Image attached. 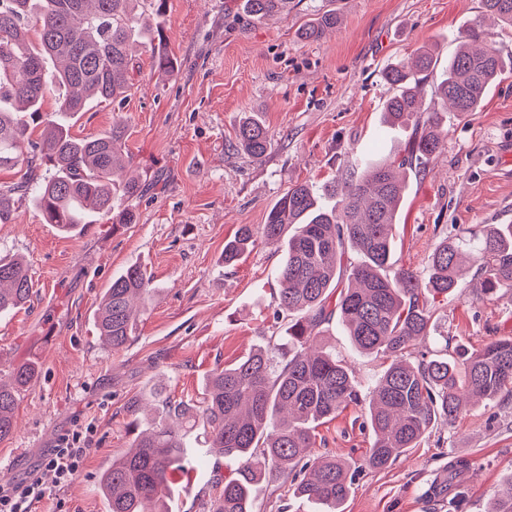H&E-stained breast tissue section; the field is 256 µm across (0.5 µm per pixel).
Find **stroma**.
Listing matches in <instances>:
<instances>
[{
  "label": "stroma",
  "mask_w": 512,
  "mask_h": 512,
  "mask_svg": "<svg viewBox=\"0 0 512 512\" xmlns=\"http://www.w3.org/2000/svg\"><path fill=\"white\" fill-rule=\"evenodd\" d=\"M233 4L167 0L164 35L177 74L155 72L149 53H137L139 72L122 109L126 146L154 188L137 205L135 223L64 235L25 199L16 222L0 224V255H22L35 282L25 308L0 318V369L28 360L40 366L18 399L14 434L0 441V486L35 469L52 484L44 454L72 432L89 449L82 471L34 512H106L101 471L130 447L132 424L146 430L163 420L154 410L134 411V401L157 387L175 403L197 400L207 375L285 330L276 299L283 244L257 243L228 267L225 242L240 225L265 224L289 187L331 181L352 155L404 152L410 129L381 124L393 93L384 67L438 45L423 107L439 110L440 74L460 33L482 15L481 0H294L288 15L258 22ZM330 8L342 15L340 30L300 41L298 29ZM247 116L271 139L258 160L237 144ZM468 224H512V71L478 110L449 118L441 152L407 175L393 228L396 266L426 273L442 238ZM134 263L151 275L154 292L134 338L115 351L96 336L94 314L113 275ZM478 286L464 275L438 304L427 349L442 350L449 337L476 349L489 337L512 336V292L482 299ZM324 341L362 388L385 370L381 358L355 352L338 326ZM371 442L354 407L316 429L313 454L336 455L349 468L344 512H487L512 474V403L472 407L382 470L365 462ZM459 457L469 463L459 483L431 496ZM230 471L213 458L192 479L173 474L171 512H209L212 483ZM254 503L256 512L309 509L280 481L260 482Z\"/></svg>",
  "instance_id": "35a3bbf8"
}]
</instances>
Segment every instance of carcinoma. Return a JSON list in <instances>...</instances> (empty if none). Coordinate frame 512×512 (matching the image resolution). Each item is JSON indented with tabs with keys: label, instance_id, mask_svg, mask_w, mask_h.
I'll return each mask as SVG.
<instances>
[{
	"label": "carcinoma",
	"instance_id": "obj_1",
	"mask_svg": "<svg viewBox=\"0 0 512 512\" xmlns=\"http://www.w3.org/2000/svg\"><path fill=\"white\" fill-rule=\"evenodd\" d=\"M165 2L0 0V169L25 168L22 181L0 184V224L13 223L29 193L43 223L66 234L100 219L135 222L145 184L135 175L115 179L133 164L122 116L93 137L77 138L42 106L56 90L58 112L74 115L92 103L121 109L133 86L137 42L150 52L156 70H177L163 34ZM290 3L243 0L242 10L260 21L287 14ZM482 5L512 28V0ZM341 22L340 13L328 9L306 22L299 37L317 41ZM434 58L435 51L423 47L413 60L383 72L396 88L382 104L384 122L412 123L417 130L405 154L371 163L356 158L322 188L296 185L277 200L261 228L244 224L224 244V266L231 267L259 238L284 242L277 299L288 320V357L259 348L212 372L200 404L166 402L178 428L165 423L138 433L125 455L101 473L98 490L107 512H169L170 474L190 475L213 454L236 461L238 468L215 482L210 512H255L254 487L271 477L290 482L296 498L324 512H343L349 494L345 462L331 454L309 455L318 425L350 405L361 407L374 436L367 465L384 469L419 447L434 426L452 425L470 406L512 398V336H492L479 349L415 351V341L430 336L431 302L459 288L464 260L473 263L484 294L512 292V224L459 228L433 250L425 283L393 261L392 228L406 172L431 162L445 138L443 114L422 109ZM504 70L496 42L479 26L470 27L437 84L443 108L458 115L475 111ZM33 121L42 127L35 139ZM237 142L255 159L270 144L266 129L250 117L240 124ZM33 288L22 260L0 258V316L23 307ZM153 291L138 265L112 279L94 321L111 348L133 338V303L148 300ZM334 321L358 352L388 362L367 394L346 361L322 345L324 326ZM10 377L8 384L0 380V441L13 434L18 396L38 380L39 366L18 364ZM199 430L207 447L191 460L185 449ZM506 483L487 512H512V475Z\"/></svg>",
	"mask_w": 512,
	"mask_h": 512
}]
</instances>
